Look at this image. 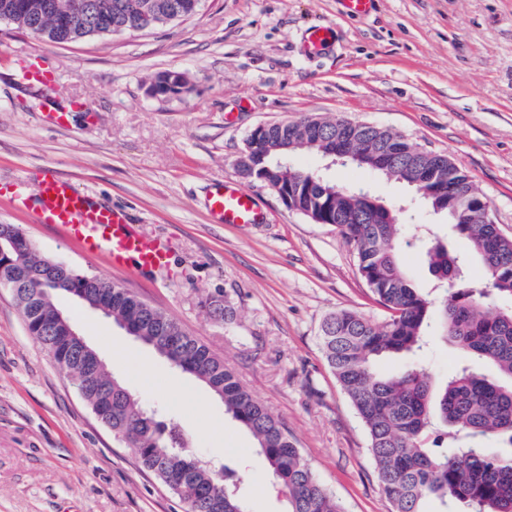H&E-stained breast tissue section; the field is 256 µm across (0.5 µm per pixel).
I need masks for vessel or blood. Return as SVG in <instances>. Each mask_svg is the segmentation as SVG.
I'll return each mask as SVG.
<instances>
[{"mask_svg":"<svg viewBox=\"0 0 512 512\" xmlns=\"http://www.w3.org/2000/svg\"><path fill=\"white\" fill-rule=\"evenodd\" d=\"M335 41V29L329 24L310 26L303 36L306 55L319 56ZM23 78L41 93L35 108L51 125L68 126L70 111L52 107L57 83L51 72L29 67ZM35 194L39 207L37 223L54 228L64 239L77 244L90 257L102 256L112 268L137 272H156L170 265L166 244L129 224L120 210L99 207L90 196L58 177L53 170L42 169L36 181L18 177L0 186V195L15 206H22L27 194ZM208 208L218 224H259L263 214L249 190L229 181L213 184L207 194Z\"/></svg>","mask_w":512,"mask_h":512,"instance_id":"obj_1","label":"vessel or blood"}]
</instances>
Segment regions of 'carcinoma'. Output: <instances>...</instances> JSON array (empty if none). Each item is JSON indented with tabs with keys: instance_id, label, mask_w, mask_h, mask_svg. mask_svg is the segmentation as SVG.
<instances>
[{
	"instance_id": "obj_1",
	"label": "carcinoma",
	"mask_w": 512,
	"mask_h": 512,
	"mask_svg": "<svg viewBox=\"0 0 512 512\" xmlns=\"http://www.w3.org/2000/svg\"><path fill=\"white\" fill-rule=\"evenodd\" d=\"M0 0V21L56 44L92 36L119 34L141 19L157 28L194 15L200 0H88V18L58 20L57 0ZM336 151L358 154L356 166L375 170L374 160L388 157L382 174L411 187L433 212L446 216L452 236L466 241L464 251L438 243L422 245L405 236L400 211L374 206L373 195L355 189L333 191L315 171L288 165L301 152L323 154L324 141ZM240 173L264 182L275 192L288 191L287 207L317 224H334L354 244L358 270L388 318L375 323L353 311L328 316L319 336L336 382L360 418L370 453L391 512H425L433 499L452 512L455 502L470 512H512V310L493 302L512 297V236L495 224L474 218L482 196L446 154L424 152L400 134L344 117L308 116L273 123L257 145L252 138L238 159ZM422 249L435 289L450 292L442 306L405 274L400 253ZM26 271L11 288L27 331L43 345L75 385L96 418L134 448L142 466L158 477L185 505V512H246L235 492L236 475L217 473L180 450L175 425L147 413L107 367L91 365L83 346L54 325L65 289L43 282L48 259L31 246L11 254ZM477 260L483 285L465 281L464 269ZM88 297L112 310V321H133L137 340L151 346L181 371L203 383L251 435L270 476L287 495L288 512H344L304 460L285 424L240 381L234 368L187 333L172 317L114 284L102 292L91 285ZM208 314L231 324L237 307L229 293L210 296ZM441 336L482 362L493 373L461 366L436 387L421 355L430 337ZM387 356L408 358L397 374L379 375L373 364ZM502 448L491 451L492 445Z\"/></svg>"
}]
</instances>
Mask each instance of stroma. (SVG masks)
Returning <instances> with one entry per match:
<instances>
[{
	"mask_svg": "<svg viewBox=\"0 0 512 512\" xmlns=\"http://www.w3.org/2000/svg\"><path fill=\"white\" fill-rule=\"evenodd\" d=\"M328 23L336 43L307 56L305 29ZM58 80V129L33 109L20 63ZM186 73L177 98L149 86ZM339 116L391 129L445 153L469 175L504 234L512 235V0H377L362 18L338 0H201L195 15L151 31L54 44L0 22V178L51 167L99 202L171 247L167 271L130 273L83 254L34 206L0 198V224L19 228L44 256L128 288L222 356L287 425L310 468L345 512H391L362 422L336 383L319 344L330 314L374 322L387 313L357 268L354 247L334 226L288 209L267 185L244 178L237 160L260 124ZM339 187L361 186L405 208L406 233L425 226L447 240L443 216L408 186L315 155ZM252 191L265 221L217 224L211 184ZM238 305L233 324L202 306L221 290ZM63 311L112 374L171 419L188 451L240 477L247 512H287L250 434L203 384L88 307ZM0 512H183V504L113 437L46 349L27 332L12 292L0 288Z\"/></svg>",
	"mask_w": 512,
	"mask_h": 512,
	"instance_id": "stroma-1",
	"label": "stroma"
}]
</instances>
